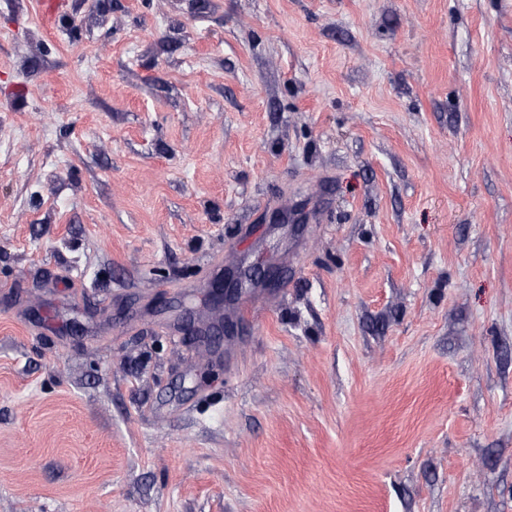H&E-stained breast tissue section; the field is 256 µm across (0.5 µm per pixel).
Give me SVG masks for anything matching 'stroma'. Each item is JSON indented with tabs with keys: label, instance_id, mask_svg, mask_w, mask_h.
Segmentation results:
<instances>
[{
	"label": "stroma",
	"instance_id": "stroma-1",
	"mask_svg": "<svg viewBox=\"0 0 512 512\" xmlns=\"http://www.w3.org/2000/svg\"><path fill=\"white\" fill-rule=\"evenodd\" d=\"M0 512H512V0H0ZM245 276L252 282L272 286L282 278L283 270L280 267L267 263L263 259H257L248 267ZM241 279L234 275H225L222 280H210L200 285L203 292L212 301H221L228 294H233L242 288Z\"/></svg>",
	"mask_w": 512,
	"mask_h": 512
}]
</instances>
